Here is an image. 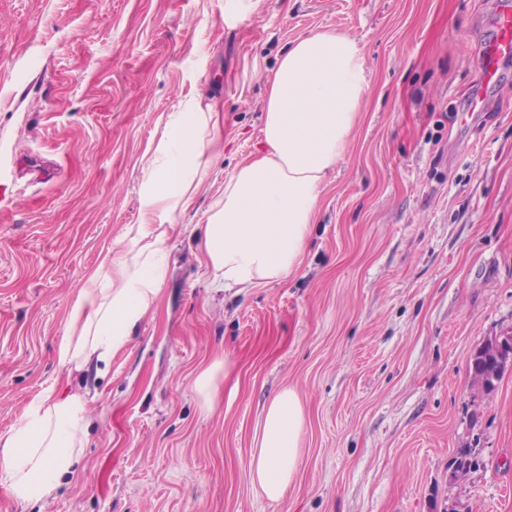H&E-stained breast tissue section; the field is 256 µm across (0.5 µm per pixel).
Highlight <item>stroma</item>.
Returning <instances> with one entry per match:
<instances>
[{
	"mask_svg": "<svg viewBox=\"0 0 512 512\" xmlns=\"http://www.w3.org/2000/svg\"><path fill=\"white\" fill-rule=\"evenodd\" d=\"M498 5L263 0L230 27L224 0H0V435L49 389L86 396L89 420L74 475L31 503L0 484V512H512V371L489 394L469 372L512 330V58L480 88ZM316 28L368 61L351 148L295 272L215 290L207 212L259 148L268 72ZM201 91L225 148L174 219L158 306L106 370L67 372L68 312ZM217 359L208 411L193 383ZM286 387L301 464L271 502L249 465ZM470 445L479 466L456 478Z\"/></svg>",
	"mask_w": 512,
	"mask_h": 512,
	"instance_id": "stroma-1",
	"label": "stroma"
}]
</instances>
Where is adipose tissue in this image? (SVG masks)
Returning <instances> with one entry per match:
<instances>
[{
	"label": "adipose tissue",
	"mask_w": 512,
	"mask_h": 512,
	"mask_svg": "<svg viewBox=\"0 0 512 512\" xmlns=\"http://www.w3.org/2000/svg\"><path fill=\"white\" fill-rule=\"evenodd\" d=\"M261 148L224 181L211 206L202 248L215 288H252L291 274L306 250L327 188L346 156L370 91L358 40L314 30L296 39L266 80ZM218 101L198 94L172 113L139 184L141 220L127 225L120 255L104 253L71 306L57 358L67 370L105 363L125 348L156 307L166 275V242L224 149ZM305 411L280 391L265 407L250 460L263 497H283L300 465ZM87 431L83 397L45 391L20 425L0 436V483L30 502L52 497L74 474Z\"/></svg>",
	"instance_id": "1"
}]
</instances>
